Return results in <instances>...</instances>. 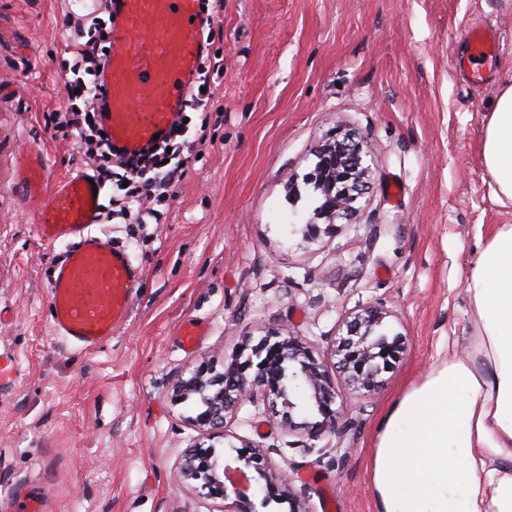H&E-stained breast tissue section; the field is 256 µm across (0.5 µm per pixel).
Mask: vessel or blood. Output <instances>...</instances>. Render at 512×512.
<instances>
[{
  "label": "vessel or blood",
  "instance_id": "b4317fda",
  "mask_svg": "<svg viewBox=\"0 0 512 512\" xmlns=\"http://www.w3.org/2000/svg\"><path fill=\"white\" fill-rule=\"evenodd\" d=\"M107 64L100 78L101 121L114 148L131 156L165 135L190 94L206 49V17L200 0H112ZM471 52L453 61L456 71L480 79L473 57L493 59L495 31L472 32ZM87 172L70 173L50 186L38 148L20 153L14 189L38 202L36 231L42 241L67 250L53 269L50 319L53 331L83 351L100 348L129 315L140 269L129 253L96 234L103 212ZM42 497L20 493L0 502V512H44Z\"/></svg>",
  "mask_w": 512,
  "mask_h": 512
}]
</instances>
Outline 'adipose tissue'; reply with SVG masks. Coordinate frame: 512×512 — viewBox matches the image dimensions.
<instances>
[{
    "label": "adipose tissue",
    "instance_id": "obj_1",
    "mask_svg": "<svg viewBox=\"0 0 512 512\" xmlns=\"http://www.w3.org/2000/svg\"><path fill=\"white\" fill-rule=\"evenodd\" d=\"M483 164L512 204V83L494 91ZM466 356L437 362L384 416L370 482L376 512H512V225L493 228L465 281Z\"/></svg>",
    "mask_w": 512,
    "mask_h": 512
}]
</instances>
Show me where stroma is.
I'll list each match as a JSON object with an SVG mask.
<instances>
[{
    "mask_svg": "<svg viewBox=\"0 0 512 512\" xmlns=\"http://www.w3.org/2000/svg\"><path fill=\"white\" fill-rule=\"evenodd\" d=\"M65 0H0V353L16 385L0 388V494L39 484L47 512H240L235 496L198 495L181 477L186 448L214 447L234 465L241 440L304 490L309 512H375L369 465L381 419L432 365L463 354L473 331L465 279L495 225L512 224L480 153L494 90L512 80V0H224L215 44L224 77L207 103L212 147L194 145L200 113L171 145L191 161L148 223L124 212L96 225L128 250L143 277L129 317L97 350L55 336L52 268L63 244L40 240L36 204L12 189L18 154L40 147L53 179L91 171L76 134L56 131L72 61ZM496 28L493 65L476 84L453 67L473 28ZM362 140L371 167L358 213L305 241L321 196L305 179L336 130ZM384 302L383 330L402 359L375 394L342 389L354 422L302 447L294 431L243 406L215 438L194 427L174 385L223 371L269 328L286 324L326 356L342 320ZM203 323L194 349L183 322Z\"/></svg>",
    "mask_w": 512,
    "mask_h": 512,
    "instance_id": "1",
    "label": "stroma"
}]
</instances>
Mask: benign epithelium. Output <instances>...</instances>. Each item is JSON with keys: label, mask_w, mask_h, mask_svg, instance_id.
Returning a JSON list of instances; mask_svg holds the SVG:
<instances>
[{"label": "benign epithelium", "mask_w": 512, "mask_h": 512, "mask_svg": "<svg viewBox=\"0 0 512 512\" xmlns=\"http://www.w3.org/2000/svg\"><path fill=\"white\" fill-rule=\"evenodd\" d=\"M317 158L322 172L332 184L327 205L317 211V218H324L331 225L336 218L352 214V203L362 194L371 167L364 164L363 144L351 134L341 131L329 137L319 149ZM387 316L388 311L382 303L367 304L352 311L331 340V355L337 359L334 367L342 374L347 386L366 395L377 390L382 373L390 370L404 351L401 336L390 339L385 335H374L376 327ZM266 352H275L279 363H288V368L292 369L291 379L304 390L324 417L319 423H305L311 440L309 447H314V442L323 435L341 434L352 425L343 406L336 405L338 392L327 365L314 356L304 339L291 327L282 325L269 330L258 344L252 346L250 357L243 362H232L224 373L209 378L198 374L179 381L176 386L178 395L186 398L191 393L199 394L209 406L208 415L198 419L196 426L220 433L226 427L227 417L242 405L263 403L274 412L280 405L285 407L281 426L292 427L291 410L296 408V404L287 398L286 387L282 384L285 373H279L276 379L271 378L268 357L264 356ZM237 460L243 463V467L227 466L221 476L215 467L208 465L206 449L194 446L186 450L182 474L185 480L195 482L197 492L213 498L227 497L224 481L228 480L237 496L244 499L250 489L245 469L251 467L266 478V488L279 489L282 496L288 498L290 512H307L301 495L293 491L289 482L269 471L262 445L244 442Z\"/></svg>", "instance_id": "7a95c632"}]
</instances>
